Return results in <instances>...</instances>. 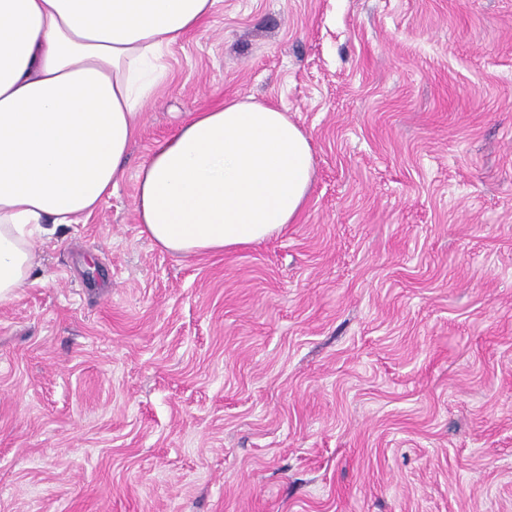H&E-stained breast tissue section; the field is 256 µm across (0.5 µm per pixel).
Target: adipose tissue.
Returning <instances> with one entry per match:
<instances>
[{
	"label": "adipose tissue",
	"instance_id": "adipose-tissue-1",
	"mask_svg": "<svg viewBox=\"0 0 512 512\" xmlns=\"http://www.w3.org/2000/svg\"><path fill=\"white\" fill-rule=\"evenodd\" d=\"M218 0H0V304L33 284L36 245L84 223L125 175L169 46ZM310 143L286 112L190 113L137 172L144 233L178 257L280 235L304 211Z\"/></svg>",
	"mask_w": 512,
	"mask_h": 512
}]
</instances>
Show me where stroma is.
<instances>
[{
    "label": "stroma",
    "mask_w": 512,
    "mask_h": 512,
    "mask_svg": "<svg viewBox=\"0 0 512 512\" xmlns=\"http://www.w3.org/2000/svg\"><path fill=\"white\" fill-rule=\"evenodd\" d=\"M124 178L0 305V512H512V0H219ZM287 112L297 223L153 247L189 113Z\"/></svg>",
    "instance_id": "35a3bbf8"
}]
</instances>
